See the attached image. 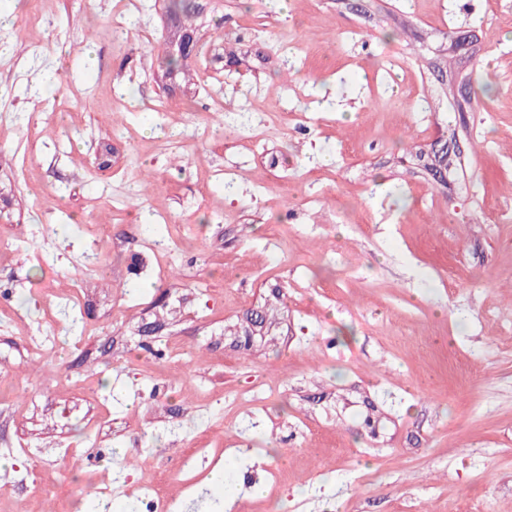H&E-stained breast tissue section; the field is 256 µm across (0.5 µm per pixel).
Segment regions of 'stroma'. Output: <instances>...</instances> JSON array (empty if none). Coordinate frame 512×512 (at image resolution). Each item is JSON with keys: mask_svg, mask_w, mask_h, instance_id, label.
<instances>
[{"mask_svg": "<svg viewBox=\"0 0 512 512\" xmlns=\"http://www.w3.org/2000/svg\"><path fill=\"white\" fill-rule=\"evenodd\" d=\"M201 3L165 90L163 0H0V486L28 443L38 512L161 471L175 512H512V0ZM448 150V140L443 143L439 141L433 145L429 152H420L416 155L418 161L423 162V168L436 182L441 184H447L448 182ZM426 156L430 159L431 163L425 160Z\"/></svg>", "mask_w": 512, "mask_h": 512, "instance_id": "35a3bbf8", "label": "stroma"}]
</instances>
